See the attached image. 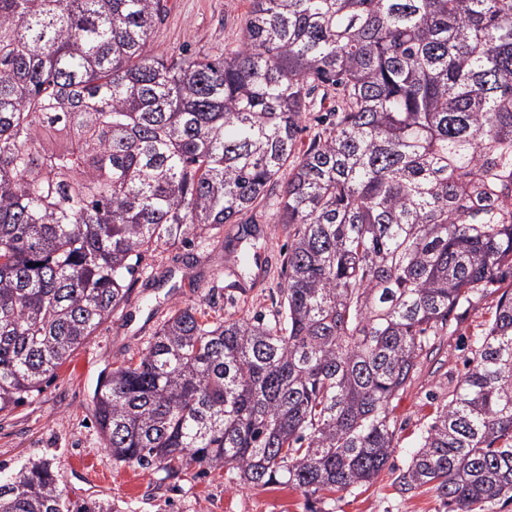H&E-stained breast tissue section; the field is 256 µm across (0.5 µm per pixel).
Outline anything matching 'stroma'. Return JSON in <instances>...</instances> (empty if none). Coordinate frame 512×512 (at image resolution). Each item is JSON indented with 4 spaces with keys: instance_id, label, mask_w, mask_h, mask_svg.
<instances>
[{
    "instance_id": "35a3bbf8",
    "label": "stroma",
    "mask_w": 512,
    "mask_h": 512,
    "mask_svg": "<svg viewBox=\"0 0 512 512\" xmlns=\"http://www.w3.org/2000/svg\"><path fill=\"white\" fill-rule=\"evenodd\" d=\"M249 0H167V11L151 36L159 56L223 55L238 45ZM274 200L251 217L259 225L257 246L238 242L241 252L269 255L264 285L240 293L255 267L236 266L224 250L238 227L224 224L186 244L159 248L142 261L144 274L128 301L113 312L44 384L42 392L0 414V473L50 462L62 487L75 500L111 502L116 512H308L304 493L288 486L244 488L222 470L190 467L177 479L156 467L113 463L93 421L91 397L100 375L137 354L172 310L195 304L210 315L238 312L272 318L281 301V260L288 238L276 222ZM495 296L468 309L453 335L442 337L432 357L393 402L398 446L386 468L367 486L336 493L330 512H446L433 486L401 491L397 478L407 466L420 429L448 400L483 335Z\"/></svg>"
}]
</instances>
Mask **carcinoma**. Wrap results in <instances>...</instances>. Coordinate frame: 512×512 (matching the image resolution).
I'll use <instances>...</instances> for the list:
<instances>
[{
  "label": "carcinoma",
  "instance_id": "carcinoma-1",
  "mask_svg": "<svg viewBox=\"0 0 512 512\" xmlns=\"http://www.w3.org/2000/svg\"><path fill=\"white\" fill-rule=\"evenodd\" d=\"M165 12L0 0V412L126 301L146 253L221 224L254 235L279 185L277 317L176 308L102 373L96 424L113 461L169 479L363 486L397 447L393 400L512 276V0H251L214 59L152 55ZM399 482L447 512L512 498V289ZM0 512L112 503L72 501L37 462L0 476ZM329 109L330 104L329 101L326 100L322 106L318 104L313 112H308L302 125L304 130L298 135V151H305L314 135L325 127L326 120H324V115Z\"/></svg>",
  "mask_w": 512,
  "mask_h": 512
}]
</instances>
